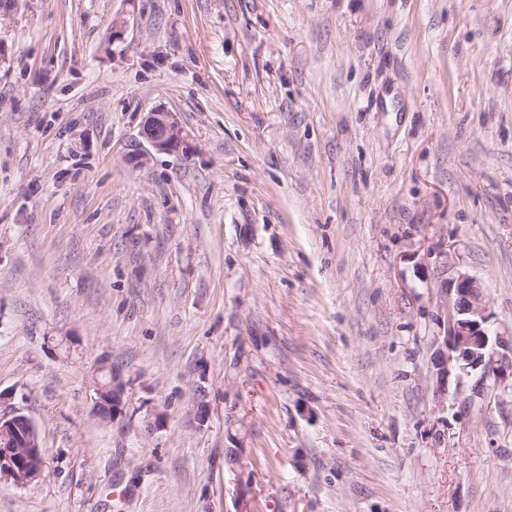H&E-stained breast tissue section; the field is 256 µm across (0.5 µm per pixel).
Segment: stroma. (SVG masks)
I'll return each mask as SVG.
<instances>
[{"label":"stroma","mask_w":512,"mask_h":512,"mask_svg":"<svg viewBox=\"0 0 512 512\" xmlns=\"http://www.w3.org/2000/svg\"><path fill=\"white\" fill-rule=\"evenodd\" d=\"M460 272L512 337V0L0 17V410L45 458L0 512H512V378L437 382ZM140 136L151 150L163 154L180 152L186 141L185 131L176 113L164 107L146 113L141 123ZM108 391H111L110 396H112V413L107 411L103 413L101 411V406L106 404L104 400V396L107 395ZM124 389L116 377V375L112 374V380L109 386L104 387L99 380L95 382L94 385V395L91 397L92 402V412L95 416H97L103 422H113L118 416L123 413L124 410Z\"/></svg>","instance_id":"1"}]
</instances>
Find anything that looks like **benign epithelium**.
<instances>
[{"label":"benign epithelium","instance_id":"benign-epithelium-1","mask_svg":"<svg viewBox=\"0 0 512 512\" xmlns=\"http://www.w3.org/2000/svg\"><path fill=\"white\" fill-rule=\"evenodd\" d=\"M140 136L151 150L157 153L174 154L181 151L186 134L176 113L157 107L146 113L141 123ZM442 305L447 315V328L442 346L435 351V364L448 372L453 367L462 374H469L468 367H483L486 378H499L503 365L491 359L489 332L486 324L491 318L480 285L474 278L459 273L443 282ZM112 396V411H101L104 396ZM124 389L117 377H112L108 386L95 382L91 397L92 412L104 422H112L123 413ZM21 412L13 408L0 413V477L13 479L17 486H25L39 478L44 469V459L38 437L31 429L20 430L16 415Z\"/></svg>","mask_w":512,"mask_h":512}]
</instances>
